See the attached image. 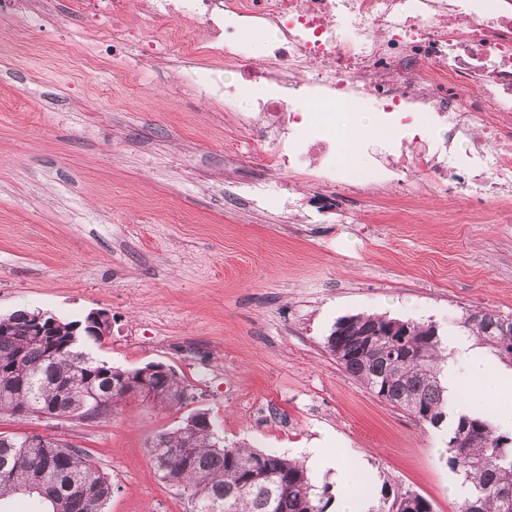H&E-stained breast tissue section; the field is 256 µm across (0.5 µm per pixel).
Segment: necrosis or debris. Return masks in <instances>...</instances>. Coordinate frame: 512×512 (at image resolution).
Listing matches in <instances>:
<instances>
[{"mask_svg":"<svg viewBox=\"0 0 512 512\" xmlns=\"http://www.w3.org/2000/svg\"><path fill=\"white\" fill-rule=\"evenodd\" d=\"M67 0L82 22L107 27L113 49L136 46L153 64L190 60L182 87L201 104L235 111L239 90L266 116L261 138L287 145L288 167L328 158L336 112L359 103L392 129L366 147L349 178L325 165L317 177L347 198L371 197L396 177L422 172L466 206L512 222V0ZM138 14L141 26L127 24ZM196 24L197 35L170 19ZM264 36L251 64L246 31ZM207 66H194L197 58ZM239 73L225 81V70Z\"/></svg>","mask_w":512,"mask_h":512,"instance_id":"necrosis-or-debris-1","label":"necrosis or debris"}]
</instances>
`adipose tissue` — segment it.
Instances as JSON below:
<instances>
[{
	"instance_id": "adipose-tissue-1",
	"label": "adipose tissue",
	"mask_w": 512,
	"mask_h": 512,
	"mask_svg": "<svg viewBox=\"0 0 512 512\" xmlns=\"http://www.w3.org/2000/svg\"><path fill=\"white\" fill-rule=\"evenodd\" d=\"M448 358L444 371L448 376V414L456 416L467 401L456 379L460 365H467L471 384L479 388L489 405L499 406L497 425L501 430L512 431V382L492 372L487 361L478 357L473 342L464 330H456L444 339ZM306 454L309 461L321 462L332 470L336 481L337 512H370L373 495L362 478L363 464L358 460L342 462L334 459L326 448H310Z\"/></svg>"
}]
</instances>
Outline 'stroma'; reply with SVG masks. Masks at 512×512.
<instances>
[{
    "instance_id": "obj_1",
    "label": "stroma",
    "mask_w": 512,
    "mask_h": 512,
    "mask_svg": "<svg viewBox=\"0 0 512 512\" xmlns=\"http://www.w3.org/2000/svg\"><path fill=\"white\" fill-rule=\"evenodd\" d=\"M61 11L0 14V315L93 311L112 329L89 353L134 369L173 366L192 397L139 400L112 417L0 416V432L55 436L86 450L114 492L106 512H191L162 482L147 446L207 411L225 443L299 457L324 441L366 462L374 493L410 490L458 512L463 478L447 464L448 430L420 424L352 380L325 349L356 314L434 323L466 313L512 316V223L401 187L348 201L313 177L268 162L237 109L202 106L175 65L126 74L82 57L108 45ZM382 138L365 112L337 121L336 162L361 164L345 134ZM293 196L295 209L282 200ZM277 410L275 426L241 412Z\"/></svg>"
}]
</instances>
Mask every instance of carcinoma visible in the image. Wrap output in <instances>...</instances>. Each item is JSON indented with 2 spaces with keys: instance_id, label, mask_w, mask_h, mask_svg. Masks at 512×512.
I'll list each match as a JSON object with an SVG mask.
<instances>
[{
  "instance_id": "obj_1",
  "label": "carcinoma",
  "mask_w": 512,
  "mask_h": 512,
  "mask_svg": "<svg viewBox=\"0 0 512 512\" xmlns=\"http://www.w3.org/2000/svg\"><path fill=\"white\" fill-rule=\"evenodd\" d=\"M37 312L10 314L12 326L0 332V415H25L35 405L50 409L62 402L73 418L85 420L112 388L132 375L82 351L80 340L99 344L103 337L77 331L79 321L59 319V344L32 333ZM482 343L512 359V318L493 311H474L460 321ZM374 337L372 346L367 337ZM336 362L380 401L399 407L433 427L448 424L450 469L469 484L459 512H512V432H502L480 415L448 419L442 381L445 360L433 323L357 314L343 318L326 339ZM415 351L420 362L407 358ZM187 385L174 370L153 374L149 402L182 405ZM466 439L456 443L459 426ZM148 452L160 480L193 504V512H325L327 490L315 493L307 471L297 460L245 446H228L217 435L209 413L196 411L172 430L155 436ZM170 448H185L182 460L167 458ZM51 483L43 498L51 512H105L114 490L112 480L87 452L63 439L42 442L24 435L0 433V502L20 494L21 486L41 478ZM81 482L90 495L76 498L67 484ZM373 512H433L417 493L384 492Z\"/></svg>"
}]
</instances>
